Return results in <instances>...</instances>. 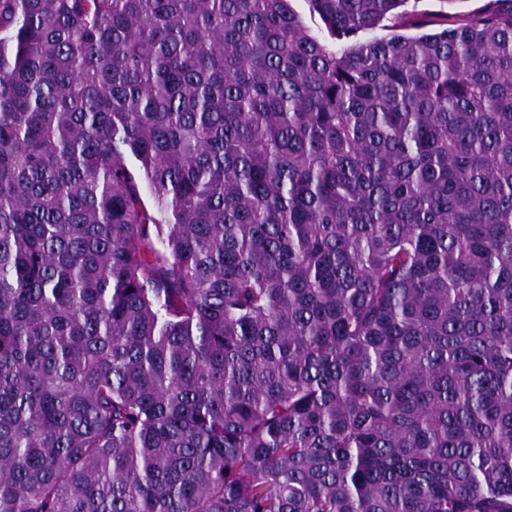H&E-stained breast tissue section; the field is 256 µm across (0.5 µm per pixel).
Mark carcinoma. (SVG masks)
Masks as SVG:
<instances>
[{
	"label": "carcinoma",
	"mask_w": 512,
	"mask_h": 512,
	"mask_svg": "<svg viewBox=\"0 0 512 512\" xmlns=\"http://www.w3.org/2000/svg\"><path fill=\"white\" fill-rule=\"evenodd\" d=\"M408 2L0 0V512H512V0ZM291 6L301 17L304 26L308 32L319 39L332 44L326 28L320 17L310 11L309 2L307 0H292ZM414 4L411 0L405 9L411 14L422 15L424 13H437L443 11L448 15L462 17L481 10L489 0H459L452 2H440V0H418Z\"/></svg>",
	"instance_id": "1"
}]
</instances>
